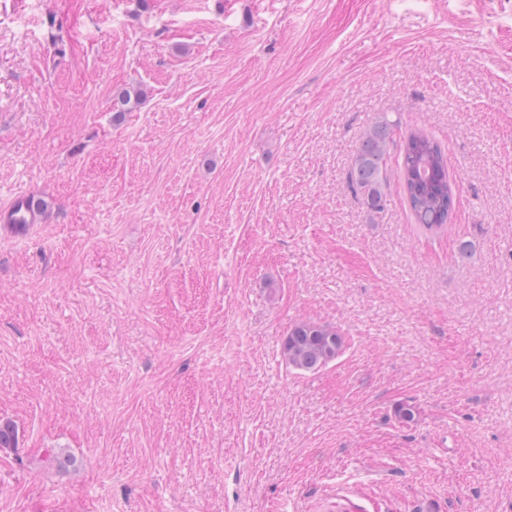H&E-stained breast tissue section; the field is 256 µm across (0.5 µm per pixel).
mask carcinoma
I'll return each mask as SVG.
<instances>
[{
    "mask_svg": "<svg viewBox=\"0 0 512 512\" xmlns=\"http://www.w3.org/2000/svg\"><path fill=\"white\" fill-rule=\"evenodd\" d=\"M396 127V122L380 118L365 133L348 174L349 188L362 197L370 222L386 207V159ZM399 178L414 222L432 235L448 230L457 206L448 156L441 143L421 127H410L403 135ZM342 347L337 330L302 321L289 330L282 353L291 367L312 371L335 359ZM16 444L15 426L0 419V448H14Z\"/></svg>",
    "mask_w": 512,
    "mask_h": 512,
    "instance_id": "obj_1",
    "label": "carcinoma"
}]
</instances>
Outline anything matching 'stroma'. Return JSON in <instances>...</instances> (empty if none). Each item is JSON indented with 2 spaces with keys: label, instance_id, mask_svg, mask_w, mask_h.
<instances>
[{
  "label": "stroma",
  "instance_id": "stroma-1",
  "mask_svg": "<svg viewBox=\"0 0 512 512\" xmlns=\"http://www.w3.org/2000/svg\"><path fill=\"white\" fill-rule=\"evenodd\" d=\"M383 116L444 146L445 233L396 143L366 223ZM21 192L0 512H512V0H0ZM303 320L344 338L314 371L282 355ZM397 125L387 117H381L365 133L348 174L349 188L362 197L369 224L386 207L387 151ZM43 210L33 195L19 193L7 205L1 206L0 222L17 231H24L30 224L41 223Z\"/></svg>",
  "mask_w": 512,
  "mask_h": 512
}]
</instances>
